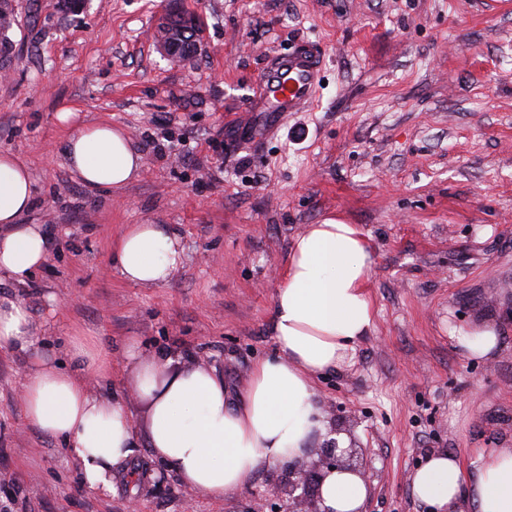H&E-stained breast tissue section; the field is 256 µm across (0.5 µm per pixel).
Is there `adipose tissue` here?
<instances>
[{
    "instance_id": "1",
    "label": "adipose tissue",
    "mask_w": 512,
    "mask_h": 512,
    "mask_svg": "<svg viewBox=\"0 0 512 512\" xmlns=\"http://www.w3.org/2000/svg\"><path fill=\"white\" fill-rule=\"evenodd\" d=\"M71 175L92 189H119L138 178L143 158L125 132L108 123L77 127L65 142ZM35 183L25 161L0 152V276L25 284L46 263L50 242L40 224L21 218ZM182 258L178 234L160 224H131L112 248L110 263L127 282L166 283ZM373 258L361 229L328 218L291 243L284 282L273 301L277 356L253 367L241 404L203 364L173 366L165 354L128 349L135 405L98 396L86 376L109 369L111 351L70 349L65 370L37 359L21 394L25 422L63 439L90 489L112 488V471L138 445L171 466L180 481L212 499L242 488L261 464L305 454L327 425L314 381L350 357L375 325L369 282ZM33 318L20 299L0 297V348H32ZM413 497L432 512H457L469 497L473 512H512V448L475 451L470 464L449 453L427 456L410 479ZM325 512H361L365 481L335 471L323 481Z\"/></svg>"
}]
</instances>
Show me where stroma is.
Wrapping results in <instances>:
<instances>
[{"label":"stroma","instance_id":"stroma-1","mask_svg":"<svg viewBox=\"0 0 512 512\" xmlns=\"http://www.w3.org/2000/svg\"><path fill=\"white\" fill-rule=\"evenodd\" d=\"M0 45V152L25 161L47 262L22 299L36 354L0 349V504L11 512H286V463L264 464L223 499L182 484L138 448L108 492L89 490L64 441L22 419L35 356L69 369L74 338L111 348L89 378L133 402L129 344L216 369L240 399L276 352L272 305L293 237L333 217L358 225L374 264L375 327L318 376L326 421L349 430L366 470V512H429L410 476L433 452L468 462L512 448V0H9ZM198 17L204 47L174 61L155 46L166 8ZM309 41L323 60L315 105L282 119L258 90L268 59ZM109 122L143 172L92 191L70 174V123ZM130 224L181 238L165 284L110 266ZM482 324L488 357L455 338Z\"/></svg>","mask_w":512,"mask_h":512}]
</instances>
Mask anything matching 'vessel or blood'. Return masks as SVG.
<instances>
[{
	"instance_id": "obj_1",
	"label": "vessel or blood",
	"mask_w": 512,
	"mask_h": 512,
	"mask_svg": "<svg viewBox=\"0 0 512 512\" xmlns=\"http://www.w3.org/2000/svg\"><path fill=\"white\" fill-rule=\"evenodd\" d=\"M321 70L320 59L298 43L270 60L259 81L268 111L280 118L310 108L318 96Z\"/></svg>"
}]
</instances>
